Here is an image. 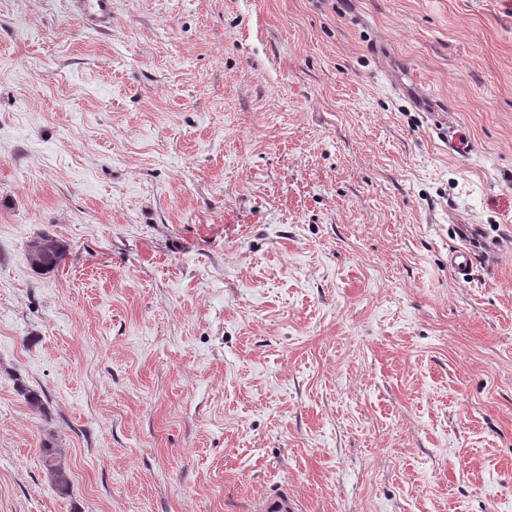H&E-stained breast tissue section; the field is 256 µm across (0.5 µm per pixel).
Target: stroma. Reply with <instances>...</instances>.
<instances>
[{
  "label": "stroma",
  "instance_id": "stroma-1",
  "mask_svg": "<svg viewBox=\"0 0 512 512\" xmlns=\"http://www.w3.org/2000/svg\"><path fill=\"white\" fill-rule=\"evenodd\" d=\"M274 493L512 512V0H0V512ZM74 14L83 25L94 31L112 26V0H70ZM65 252L66 246L58 239L43 236L31 245V261L34 257L37 259L32 265L38 271L54 269L63 260ZM41 453L44 466L48 470L55 489L60 492H67L70 488L71 478L69 469L63 460L61 449L45 444L41 448Z\"/></svg>",
  "mask_w": 512,
  "mask_h": 512
}]
</instances>
